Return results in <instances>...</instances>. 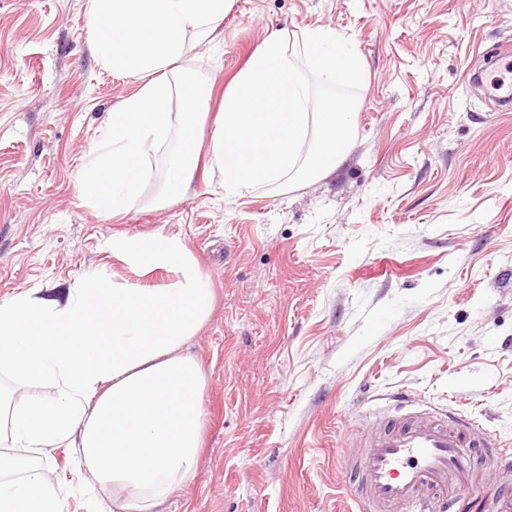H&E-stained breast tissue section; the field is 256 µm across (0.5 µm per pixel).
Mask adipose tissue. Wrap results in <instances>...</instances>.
Masks as SVG:
<instances>
[{
  "label": "adipose tissue",
  "mask_w": 512,
  "mask_h": 512,
  "mask_svg": "<svg viewBox=\"0 0 512 512\" xmlns=\"http://www.w3.org/2000/svg\"><path fill=\"white\" fill-rule=\"evenodd\" d=\"M232 0H87L102 66L137 91L113 107L105 137L77 173L81 199L120 215L139 200L146 162L178 140L167 179L177 195L192 182L206 95L173 65L203 42ZM114 254L168 269V288L119 286L102 276L64 288H28L0 303V512H66V500L34 458L75 449L93 502L112 512H162L198 466L203 429L201 365L184 355L208 321L213 292L183 241L120 236Z\"/></svg>",
  "instance_id": "obj_1"
}]
</instances>
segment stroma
Listing matches in <instances>:
<instances>
[{
    "label": "stroma",
    "instance_id": "35a3bbf8",
    "mask_svg": "<svg viewBox=\"0 0 512 512\" xmlns=\"http://www.w3.org/2000/svg\"><path fill=\"white\" fill-rule=\"evenodd\" d=\"M318 27L351 42L364 75L334 172L228 197L202 167L173 195L168 147L138 205L108 217L76 175L137 84L100 65L86 0H0V302L95 275L176 282L113 255L119 234L178 236L213 289L183 348L206 374L199 465L165 512H359L340 443L400 410L483 427L487 486L512 456V111L469 82L496 75L512 0H233L181 62L210 92L202 142L267 36L295 48ZM38 464L68 512H93L72 449Z\"/></svg>",
    "mask_w": 512,
    "mask_h": 512
}]
</instances>
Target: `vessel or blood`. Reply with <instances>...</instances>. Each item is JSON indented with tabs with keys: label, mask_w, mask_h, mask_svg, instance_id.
Segmentation results:
<instances>
[{
	"label": "vessel or blood",
	"mask_w": 512,
	"mask_h": 512,
	"mask_svg": "<svg viewBox=\"0 0 512 512\" xmlns=\"http://www.w3.org/2000/svg\"><path fill=\"white\" fill-rule=\"evenodd\" d=\"M489 441L488 432L458 412L440 418L408 413L379 431L346 438L361 454H344L343 462L357 473L365 512H392L410 501L422 512H445L472 488L468 449Z\"/></svg>",
	"instance_id": "b4317fda"
}]
</instances>
